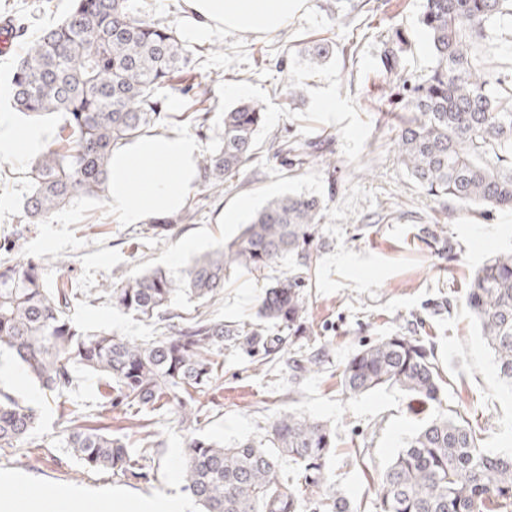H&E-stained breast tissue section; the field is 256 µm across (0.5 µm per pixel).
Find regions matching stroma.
<instances>
[{
    "label": "stroma",
    "mask_w": 512,
    "mask_h": 512,
    "mask_svg": "<svg viewBox=\"0 0 512 512\" xmlns=\"http://www.w3.org/2000/svg\"><path fill=\"white\" fill-rule=\"evenodd\" d=\"M143 15L176 29L188 50L207 48L197 70L210 91L208 126L197 133L202 153L224 133V112L243 100L263 105L266 121L256 154L239 176L188 224L157 238L151 222L124 223L107 201L83 198L43 224L25 220L30 194L27 159L0 160V239L17 240L20 254L40 259L48 286L68 282L79 300L72 318L82 329L107 330L130 339L164 334L163 325L125 314L98 295L102 284L152 268L180 274L195 255L235 238L253 211L284 194L321 199L318 262L307 300L306 337L298 345L323 349L316 374H295L288 351L275 361L225 346L216 386L202 397L197 421L182 424L170 412L132 417L102 407L97 376L76 371L66 403L45 395L11 355L0 356V391L37 409L39 426L25 447L0 450V499L38 493L53 499L66 488L88 494L118 491L129 496L180 494L186 443L205 436L231 445L263 441L279 413L296 411L335 431L325 472L348 501H371L353 452L367 451V463L383 470L426 417L419 404L397 389L346 397L338 372L360 345L397 332L423 337L448 382L444 405L464 408L487 451L512 448V393L503 388L494 356L466 303L475 271L497 253L512 249V210L483 217L474 210L427 195L397 161L395 135L404 103L383 82V35L401 29L407 40L409 77L432 65L418 19L422 0H307L305 10L278 32L224 30L206 38L188 35L184 0H137ZM72 0H0V87H10L24 39L57 25ZM329 41L333 51L310 66L306 50ZM292 81L297 95L276 93ZM336 101L335 111L321 101ZM305 142L303 165L283 166L272 141ZM446 225L453 259L432 252L420 239L422 226ZM284 257L263 276L230 272L209 312L232 325L257 322L258 303L275 277L294 268ZM110 427L132 444L157 442L147 479H127L83 468L62 448L59 433L69 418Z\"/></svg>",
    "instance_id": "stroma-1"
}]
</instances>
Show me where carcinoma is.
<instances>
[{"label":"carcinoma","mask_w":512,"mask_h":512,"mask_svg":"<svg viewBox=\"0 0 512 512\" xmlns=\"http://www.w3.org/2000/svg\"><path fill=\"white\" fill-rule=\"evenodd\" d=\"M505 16H512V0H423L420 23L431 69L409 78L401 37L388 40L381 57L385 84L402 90L405 100L397 160L429 195L482 215L512 210V79L480 51ZM191 69V53L176 32L142 16L132 0H74L61 23L27 44L11 80L17 111L62 120L58 138L29 164L26 218L45 222L73 200L105 196L112 150L170 118L163 111L165 89L185 99L179 119L203 130L208 89L200 82L175 83ZM264 117L262 105L249 101L224 111L223 141L197 161L202 193L180 215L156 225V235L193 221L240 174L254 155ZM269 151L276 158L291 152L299 161L306 158L297 142L274 141ZM323 211L314 195L276 197L238 236L192 258L180 275L155 268L105 285L101 292L112 307L177 328L141 342L76 328L69 312L77 292L66 282L47 287L39 261L0 263V352L16 357L58 398L72 390L80 368L103 380L99 395L106 405L163 409L193 422L199 396L218 379L224 343L269 357L307 332L306 300L318 259L313 242ZM424 239L443 255L452 251L431 225ZM287 255L296 256L298 268L272 281L258 314L288 335L226 325L202 311L218 299L227 272L257 275ZM180 298L197 303L195 314L177 311ZM466 304L494 354L499 378L512 388V250L474 274ZM291 362L299 372L318 373L324 354L297 351ZM340 381L350 396L397 387L435 410L381 474L370 472L365 453L355 452L375 487L373 512H512V450L486 451L467 414L443 408L442 371L421 338L395 333L362 345L343 364ZM37 423L34 408L0 392V449L28 443ZM333 440L327 424L283 413L270 423L266 447L190 438L182 479L204 512H363L325 476ZM62 445L85 468L135 479L147 477L154 452L141 448L133 456L122 437L83 425L65 429ZM282 458L302 469V483L291 489L278 476Z\"/></svg>","instance_id":"cac0c4a2"}]
</instances>
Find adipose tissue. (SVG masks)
Masks as SVG:
<instances>
[{"instance_id": "adipose-tissue-1", "label": "adipose tissue", "mask_w": 512, "mask_h": 512, "mask_svg": "<svg viewBox=\"0 0 512 512\" xmlns=\"http://www.w3.org/2000/svg\"><path fill=\"white\" fill-rule=\"evenodd\" d=\"M194 35L217 30L275 32L300 13L306 0H185ZM46 129L0 114V156L15 158L42 151ZM200 145L181 132L143 136L112 152L107 194L113 210L128 224L176 213L200 181ZM59 512H188L174 495L128 496L118 492L88 496L76 490L57 495Z\"/></svg>"}]
</instances>
